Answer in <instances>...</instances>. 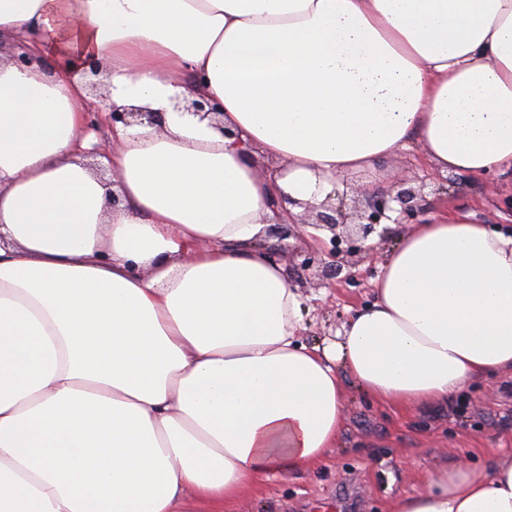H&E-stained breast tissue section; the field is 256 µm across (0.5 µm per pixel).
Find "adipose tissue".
<instances>
[{
  "label": "adipose tissue",
  "instance_id": "obj_1",
  "mask_svg": "<svg viewBox=\"0 0 512 512\" xmlns=\"http://www.w3.org/2000/svg\"><path fill=\"white\" fill-rule=\"evenodd\" d=\"M0 44V512H232L324 460L348 385L407 410L512 372V233L428 213L314 346L265 245L414 140L512 173V0H0ZM201 95L219 124L178 109ZM109 103L163 116L114 127V185L83 139ZM389 512H512V455Z\"/></svg>",
  "mask_w": 512,
  "mask_h": 512
}]
</instances>
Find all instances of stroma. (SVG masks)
Here are the masks:
<instances>
[{"mask_svg": "<svg viewBox=\"0 0 512 512\" xmlns=\"http://www.w3.org/2000/svg\"><path fill=\"white\" fill-rule=\"evenodd\" d=\"M420 189L428 208L442 205L473 213L486 224L512 225V186L502 180L464 171L434 172L420 148L378 160L373 167L347 171L330 190L338 206L347 186L360 200L392 190L395 180ZM303 223L289 235H268L266 245L282 259L294 286L307 299L303 339L316 345L334 339L351 310L371 297L377 266L398 237L403 224H383L365 241L364 252L334 257L331 234L308 231L315 216L300 211ZM337 262L341 272L323 278L318 267H304L308 255ZM512 451V373L484 384L446 404L395 411L357 392H350L346 417L335 448L316 468L281 472L248 490L235 512H387L396 498L417 492L426 472L468 453L478 462Z\"/></svg>", "mask_w": 512, "mask_h": 512, "instance_id": "stroma-1", "label": "stroma"}]
</instances>
